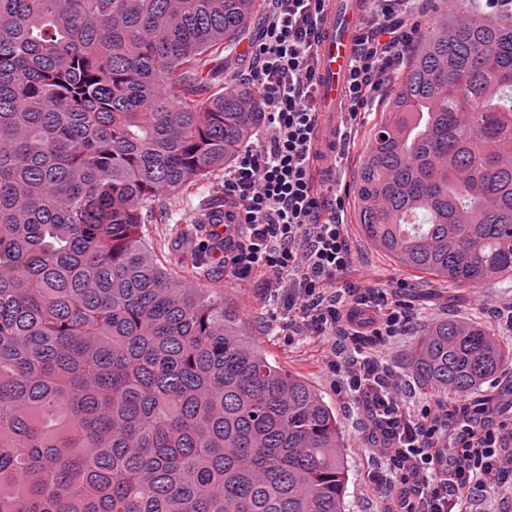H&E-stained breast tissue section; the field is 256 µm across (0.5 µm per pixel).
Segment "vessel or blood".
<instances>
[{"label": "vessel or blood", "mask_w": 512, "mask_h": 512, "mask_svg": "<svg viewBox=\"0 0 512 512\" xmlns=\"http://www.w3.org/2000/svg\"><path fill=\"white\" fill-rule=\"evenodd\" d=\"M363 0H326L325 19L316 46L318 110L317 150L331 154L337 140L347 72L357 47Z\"/></svg>", "instance_id": "vessel-or-blood-1"}]
</instances>
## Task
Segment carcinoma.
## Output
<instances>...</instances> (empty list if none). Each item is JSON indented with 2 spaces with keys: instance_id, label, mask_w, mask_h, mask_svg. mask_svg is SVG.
Listing matches in <instances>:
<instances>
[{
  "instance_id": "cac0c4a2",
  "label": "carcinoma",
  "mask_w": 512,
  "mask_h": 512,
  "mask_svg": "<svg viewBox=\"0 0 512 512\" xmlns=\"http://www.w3.org/2000/svg\"><path fill=\"white\" fill-rule=\"evenodd\" d=\"M263 0H0V512H343L336 415L273 365L216 288L150 251L162 197L261 122L208 77ZM380 251L453 285L512 276V15L433 27L355 181ZM509 354L428 325L424 389Z\"/></svg>"
}]
</instances>
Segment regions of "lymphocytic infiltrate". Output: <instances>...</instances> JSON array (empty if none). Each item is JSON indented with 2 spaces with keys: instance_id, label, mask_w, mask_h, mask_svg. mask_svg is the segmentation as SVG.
<instances>
[{
  "instance_id": "lymphocytic-infiltrate-1",
  "label": "lymphocytic infiltrate",
  "mask_w": 512,
  "mask_h": 512,
  "mask_svg": "<svg viewBox=\"0 0 512 512\" xmlns=\"http://www.w3.org/2000/svg\"><path fill=\"white\" fill-rule=\"evenodd\" d=\"M252 53L262 104L257 144L224 171V243L233 273L264 277L285 339L301 326L333 331L328 369L338 395L362 406L381 461L374 483L383 512H468L512 477V419L488 407L412 410L378 350L404 335L411 307L369 286L347 288L353 269L343 199L327 198L312 169L319 125L316 44L325 0H267ZM417 0H368L346 79L340 135L350 139L373 95L410 45L406 20Z\"/></svg>"
}]
</instances>
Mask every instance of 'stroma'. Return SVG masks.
Here are the masks:
<instances>
[{
  "label": "stroma",
  "instance_id": "stroma-1",
  "mask_svg": "<svg viewBox=\"0 0 512 512\" xmlns=\"http://www.w3.org/2000/svg\"><path fill=\"white\" fill-rule=\"evenodd\" d=\"M264 21L256 19L237 46L224 61L221 86H236L250 71L251 50L258 41ZM380 116L379 110L368 112L357 136L345 151L343 173L332 190L342 196L349 226V244L360 273L380 288H398V300L412 303L417 315L407 336L389 345L385 351L389 369L401 378L403 395L413 408L434 403L438 396L419 390L404 366V359L420 330L443 318L461 317L494 331L501 342L512 344V334L505 332L491 316L492 310L504 299L512 297V279L470 286H452L433 277L402 268L375 248L356 222L352 184L359 163L369 148L372 128ZM223 174H215L196 183L189 195L168 198L174 220L169 224H149L145 232L156 255L173 272L193 275L205 288L224 292L225 302L234 304L241 313L247 338L257 345L268 360L284 371L302 375L333 410L344 445V462L348 473L345 512H379L380 493L371 480L370 472L379 459L369 434L363 412L354 403L341 398L327 368L322 337L302 335L285 341L280 321L274 320L271 308L261 288L259 276L237 278L224 263V250L209 246L211 225L197 223V206L221 199L219 190ZM466 401L487 402L494 412H512V362H507L495 377L490 378L478 393H466Z\"/></svg>",
  "mask_w": 512,
  "mask_h": 512
}]
</instances>
